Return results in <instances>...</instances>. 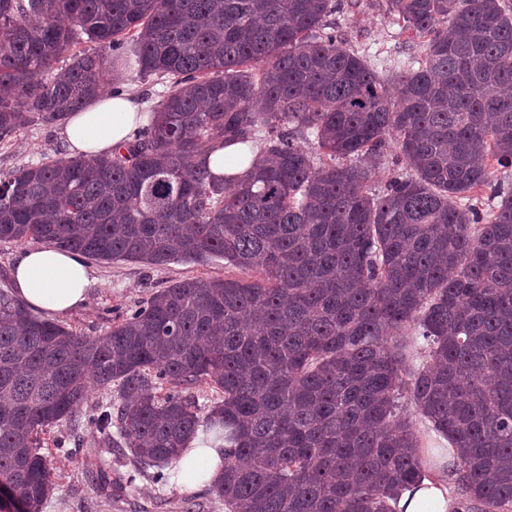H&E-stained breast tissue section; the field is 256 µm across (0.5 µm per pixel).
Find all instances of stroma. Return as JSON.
Returning a JSON list of instances; mask_svg holds the SVG:
<instances>
[{
    "label": "stroma",
    "mask_w": 512,
    "mask_h": 512,
    "mask_svg": "<svg viewBox=\"0 0 512 512\" xmlns=\"http://www.w3.org/2000/svg\"><path fill=\"white\" fill-rule=\"evenodd\" d=\"M335 19L350 45L363 53L380 75H388L407 53L419 52L418 43L408 42L385 10L386 0H340ZM60 129L31 124L10 139L0 141V173L6 174L32 163L62 156ZM93 281L85 305L60 316L61 324L96 337L105 334L122 311L146 300L152 292L182 280H211L239 277L238 269L213 258L201 263L173 262L147 268L128 262L90 261ZM54 486L42 512H181L183 492L172 479L157 481L152 472L137 476L121 494L88 487L83 477L94 471L107 477L128 473L130 459L108 454L105 449L85 451L72 448L55 453L52 459Z\"/></svg>",
    "instance_id": "stroma-1"
}]
</instances>
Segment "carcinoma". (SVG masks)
Here are the masks:
<instances>
[{"label":"carcinoma","mask_w":512,"mask_h":512,"mask_svg":"<svg viewBox=\"0 0 512 512\" xmlns=\"http://www.w3.org/2000/svg\"><path fill=\"white\" fill-rule=\"evenodd\" d=\"M387 2L422 54L383 78L338 0H0V141L109 76L169 82L124 150L0 173V241L256 274L175 282L97 337L0 293V482L25 512L85 430L162 480L202 422L224 512H394L426 476L403 399L459 449L455 512H512V183L490 164L512 168V16ZM390 136L406 168L368 189ZM256 139L239 181L200 163ZM202 383L224 394L203 421ZM96 389L118 399L78 415Z\"/></svg>","instance_id":"1"}]
</instances>
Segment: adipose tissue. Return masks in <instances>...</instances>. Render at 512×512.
I'll list each match as a JSON object with an SVG mask.
<instances>
[{"instance_id": "1", "label": "adipose tissue", "mask_w": 512, "mask_h": 512, "mask_svg": "<svg viewBox=\"0 0 512 512\" xmlns=\"http://www.w3.org/2000/svg\"><path fill=\"white\" fill-rule=\"evenodd\" d=\"M140 109V102L130 95L102 93L68 118L61 132L67 152L87 158L111 154L145 124ZM12 282L17 298L32 310L54 317L82 307L92 279L82 256L51 245H27L15 258ZM452 461L449 455L431 460L427 477L400 495L397 512H451L448 466ZM173 470L181 490L205 488L222 475L224 453L196 438L174 459Z\"/></svg>"}]
</instances>
